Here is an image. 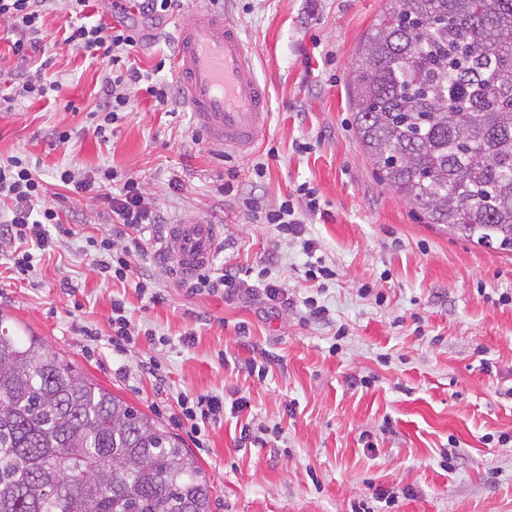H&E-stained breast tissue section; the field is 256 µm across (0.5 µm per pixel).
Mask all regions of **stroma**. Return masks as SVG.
<instances>
[{"label":"stroma","instance_id":"1","mask_svg":"<svg viewBox=\"0 0 512 512\" xmlns=\"http://www.w3.org/2000/svg\"><path fill=\"white\" fill-rule=\"evenodd\" d=\"M209 4L184 0L159 25L144 22L137 66L176 84L175 28ZM384 4L223 0L268 91L265 123L245 151H215L183 101L168 113L142 91L114 133L96 137L91 114L112 70L63 44L75 16L61 2L43 25L61 99H20L0 112V161L36 164L61 216L49 227L54 250L35 252L26 279H12L14 247L0 245V312L194 449L213 512H512V255L422 223L362 150L348 73ZM108 167L136 176L167 215L151 237H166L171 223L222 225L218 259L255 294L191 293V278L153 250L135 255L125 281L99 276L85 245L111 236L110 211L88 192L58 197L56 172ZM303 183L321 211L305 216L301 239L242 203L269 208ZM317 260L334 279L307 278ZM144 273L158 300L137 290ZM269 283L287 289L289 307L271 308ZM309 296L325 317L310 315ZM116 298L139 331L122 354L109 325ZM148 360L158 373L142 370ZM182 394L224 398L205 447L173 420Z\"/></svg>","mask_w":512,"mask_h":512}]
</instances>
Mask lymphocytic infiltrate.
<instances>
[{
	"instance_id": "lymphocytic-infiltrate-1",
	"label": "lymphocytic infiltrate",
	"mask_w": 512,
	"mask_h": 512,
	"mask_svg": "<svg viewBox=\"0 0 512 512\" xmlns=\"http://www.w3.org/2000/svg\"><path fill=\"white\" fill-rule=\"evenodd\" d=\"M50 0H0V18L7 20L16 34L13 52L20 58H28L30 51L38 47L46 6ZM141 39L137 27L129 24L113 25L105 20L88 25L69 26L63 38L65 45L72 49L94 54L101 53L108 58L114 70L106 82L105 99L98 111L94 112V132L105 137L114 125L122 119L129 105L131 93L136 85H144L148 95L160 107H168L171 87L168 83L147 82L139 68L127 65L126 59L132 48ZM57 180L75 192H96L98 199L107 203L113 223L136 230L130 245L118 248L112 240H89L88 246L94 251V267L103 277L124 281L131 270L133 252H144L148 242L143 232L153 224L165 223V215L157 210L146 198L141 182L132 176L105 168L88 176L72 169L57 172ZM47 189L35 169L21 158L11 159L8 165H0V200H8V214L0 223V240L19 243L13 253V267L21 274L33 269V250H52L54 241L47 231L48 225L59 223L60 214L56 207L46 201ZM246 208L253 212L260 223L275 226L276 230L302 238L305 250H313L314 244L305 239L303 214H314L320 209L317 191L309 184H300L294 196L285 197L279 205L262 209L254 198L243 200ZM182 420L192 433H200L203 424L216 421L224 411V401L215 395H182L178 401Z\"/></svg>"
}]
</instances>
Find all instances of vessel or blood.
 Segmentation results:
<instances>
[{
  "instance_id": "vessel-or-blood-1",
  "label": "vessel or blood",
  "mask_w": 512,
  "mask_h": 512,
  "mask_svg": "<svg viewBox=\"0 0 512 512\" xmlns=\"http://www.w3.org/2000/svg\"><path fill=\"white\" fill-rule=\"evenodd\" d=\"M175 40L179 94L210 144L252 147L264 124L267 92L236 28L223 16L197 8L177 25ZM219 236L217 225L201 219L169 225L164 248L175 273L190 276L206 267Z\"/></svg>"
}]
</instances>
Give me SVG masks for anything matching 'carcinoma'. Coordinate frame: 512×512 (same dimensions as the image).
<instances>
[{
  "label": "carcinoma",
  "mask_w": 512,
  "mask_h": 512,
  "mask_svg": "<svg viewBox=\"0 0 512 512\" xmlns=\"http://www.w3.org/2000/svg\"><path fill=\"white\" fill-rule=\"evenodd\" d=\"M348 84L380 181L512 254V0H385ZM3 322L0 512H212L175 434Z\"/></svg>",
  "instance_id": "carcinoma-1"
}]
</instances>
